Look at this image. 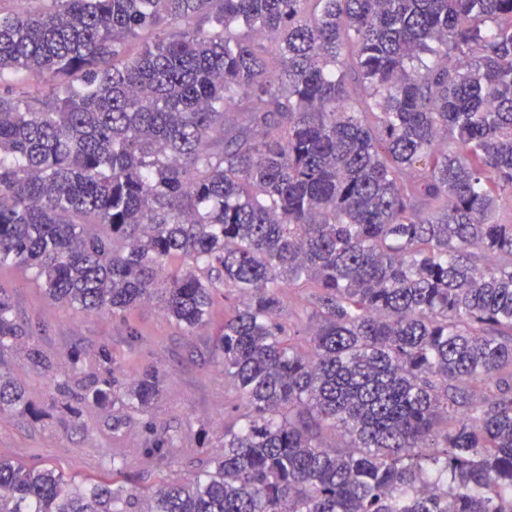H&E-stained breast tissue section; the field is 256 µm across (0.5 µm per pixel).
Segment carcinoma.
<instances>
[{"instance_id":"cac0c4a2","label":"carcinoma","mask_w":512,"mask_h":512,"mask_svg":"<svg viewBox=\"0 0 512 512\" xmlns=\"http://www.w3.org/2000/svg\"><path fill=\"white\" fill-rule=\"evenodd\" d=\"M52 2L0 10V267L189 334L231 286L236 398L224 454L143 510L0 457V512H512V0ZM29 335L0 293V352ZM162 383L74 396L138 411Z\"/></svg>"}]
</instances>
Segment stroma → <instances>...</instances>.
<instances>
[{"label":"stroma","mask_w":512,"mask_h":512,"mask_svg":"<svg viewBox=\"0 0 512 512\" xmlns=\"http://www.w3.org/2000/svg\"><path fill=\"white\" fill-rule=\"evenodd\" d=\"M0 290L7 293L18 320L33 328L0 353V373L9 376L36 408V415L0 413V457L32 466L53 467L85 477L110 475L111 458L122 462L121 483L149 497L162 481L202 469L221 455L224 406L233 394L212 353L224 314L240 304L233 288H218L211 321L196 335L171 322L160 304L147 302L120 315H88L49 299L31 273L0 268ZM37 348L48 367L31 362ZM86 374L115 376L128 383L147 369L164 375L163 391L150 407L112 425L111 404L87 403L69 412L70 398L56 392L53 377L64 374L71 356ZM170 437L174 454L153 465L147 453L156 440Z\"/></svg>","instance_id":"stroma-1"}]
</instances>
